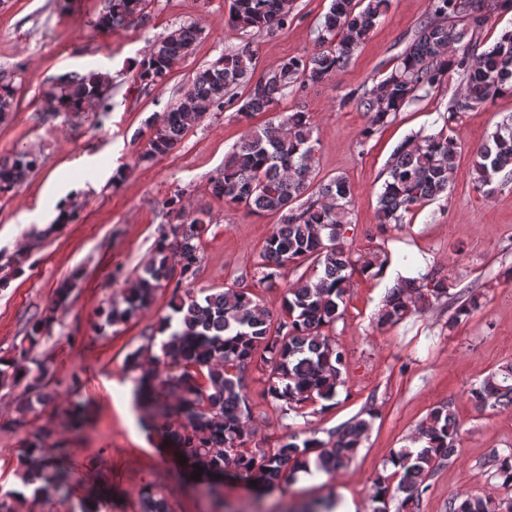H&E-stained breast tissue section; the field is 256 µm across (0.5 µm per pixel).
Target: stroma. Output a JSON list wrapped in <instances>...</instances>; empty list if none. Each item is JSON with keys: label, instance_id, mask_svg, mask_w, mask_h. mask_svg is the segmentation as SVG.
Here are the masks:
<instances>
[{"label": "stroma", "instance_id": "35a3bbf8", "mask_svg": "<svg viewBox=\"0 0 512 512\" xmlns=\"http://www.w3.org/2000/svg\"><path fill=\"white\" fill-rule=\"evenodd\" d=\"M295 4L288 28L249 36L225 25L228 0H151L144 20L104 36L95 22L105 0L0 5V83H12L19 99L0 120V158L27 151L40 159L25 182L0 194V358L25 349L47 372V399L29 411L23 386L0 387V488H24L20 448L27 432L50 430L49 447L71 451L68 496L39 499L37 512H79L94 498L101 512H135L147 486L168 493L174 512H288L331 489L340 500H352L358 512H374L373 479L442 402L451 403L460 422L461 452L435 471L413 512H448L449 502L466 494L512 502L495 461L512 452V407L481 409L471 398L473 387L512 363V180L495 183L485 194L470 176L476 148L512 115V96L465 115L454 129L462 152L447 195L396 227L376 222L377 196L393 153L409 136L442 128L463 80L450 74L438 91L402 108L366 142L363 111L340 104L351 89L371 85L391 69L428 17L429 0H391L344 71L280 104L284 111L301 107L312 113L321 176L344 175L353 188L346 244L357 255L385 252L389 261L379 275L354 276L343 315L330 330L348 361L334 405L304 418L282 415L262 396V373L251 371L252 442L270 448L285 434L325 432L374 409L377 416L348 466L332 476L298 473L296 481L268 495L229 479L213 496L199 480L181 475L172 445L146 429L139 410L124 399L133 383L125 358L170 315L171 291L159 289L127 324L106 325L105 313L122 305L126 279L152 259L157 238L168 229L172 217L163 199L182 195L191 211L208 215L195 289L221 290L239 278L275 312L288 283L301 274L289 268L271 287L246 278L276 219L229 207L211 191L225 154L247 128L263 126L268 113L244 122L235 106L225 107L191 127L170 154L136 161L155 114L173 105L195 72L224 50L251 44L260 73L284 57L311 51L330 0ZM191 22L200 28L191 53L167 84L141 89L132 76L151 41ZM92 71L112 79L108 111L50 114L45 93L57 79ZM116 167L124 171L117 183ZM61 207L76 211V220H51ZM420 271L447 279V297L429 300L397 325L378 326L388 289ZM66 280L73 288L70 302L54 308V291ZM470 289L479 294L480 308L449 326L457 298ZM37 320L47 327L33 346L27 332ZM75 401L85 403L88 419L77 434L66 424Z\"/></svg>", "mask_w": 512, "mask_h": 512}]
</instances>
